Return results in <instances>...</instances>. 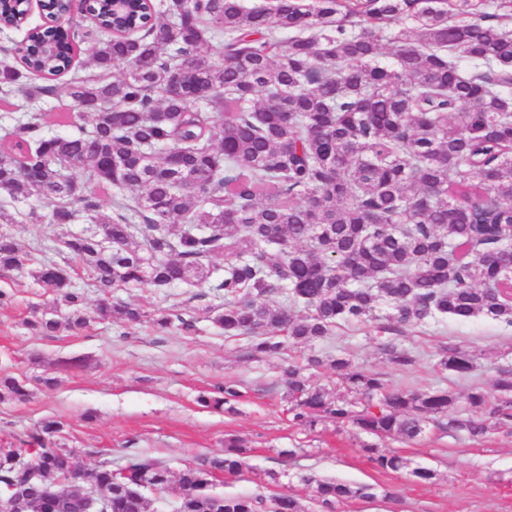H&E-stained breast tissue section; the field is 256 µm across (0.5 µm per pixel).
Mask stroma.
<instances>
[{
    "instance_id": "1",
    "label": "stroma",
    "mask_w": 512,
    "mask_h": 512,
    "mask_svg": "<svg viewBox=\"0 0 512 512\" xmlns=\"http://www.w3.org/2000/svg\"><path fill=\"white\" fill-rule=\"evenodd\" d=\"M67 83V78L57 79L55 95L32 101L0 94V135L28 112L44 114L48 133L73 134V127L59 120L74 109ZM28 211V205H20L15 223L0 229L28 250L40 242L55 244L61 228L30 219ZM0 291L10 296L0 304V376L33 382L28 401L0 402L2 446L18 443L41 420L54 417L64 424L57 443L78 449L86 468L106 458L117 467L128 453L139 452L164 461L176 474L199 457L223 453L225 437L234 435L246 446V466L240 475L219 479L215 490L221 494L269 500L287 492L299 498L306 512H318L303 481L313 474L375 487L376 498L337 505L336 512H512V436L491 430L472 441L430 425L420 438L406 441L328 422L303 429L293 423L288 403L289 365L306 366L313 355H345L389 385L416 392L443 388L462 395L474 386L493 391L498 369L512 366V326L479 316L391 331L380 319L339 326L326 339L292 345L281 357L265 358L249 356L245 338L225 336L208 320L207 310L218 299L205 284L112 290L111 302L180 316L182 325L167 331L112 320L77 335L63 330L54 336L32 335L24 324L31 308L54 311L50 298L27 274L0 270ZM386 342L409 348L413 364L394 365L381 349ZM450 343L475 354L470 373L438 367L437 353ZM69 357L84 363L55 371V361ZM50 372L58 378L54 390L35 385V378ZM225 383L242 393L233 412L199 404L200 396ZM366 444L397 452L412 466L432 469L435 477L423 483L405 472L377 469L362 450ZM284 448L299 454L282 457ZM272 470L278 483L267 478Z\"/></svg>"
}]
</instances>
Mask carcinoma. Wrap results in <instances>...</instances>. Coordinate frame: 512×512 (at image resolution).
Here are the masks:
<instances>
[{
    "mask_svg": "<svg viewBox=\"0 0 512 512\" xmlns=\"http://www.w3.org/2000/svg\"><path fill=\"white\" fill-rule=\"evenodd\" d=\"M482 0H93L106 26L89 64L103 75L75 76L68 96L91 118L76 136H49L37 113L0 139V187L16 202L49 208L63 228L59 246L86 269L97 288L149 284L196 286L207 265L229 252L236 263L212 286L224 303L208 309L226 336H245L250 353L280 357L289 344L324 339L337 326L386 319L394 327L439 318L487 316L512 326V0L487 13ZM294 36L283 42L281 32ZM224 41L220 62L203 54ZM394 61L381 60L382 43ZM23 70L11 69L3 93L51 96L53 80L79 54L76 32L49 26L21 43ZM466 59L461 68L455 55ZM121 70L117 78L104 74ZM82 168L108 185L113 211L84 194L71 174ZM87 215L100 233L67 230ZM0 269L24 270L65 310L70 329L119 318L158 330L172 318L138 305L102 302L89 310L70 268L38 263L14 237L0 233ZM280 294L305 314L273 310ZM26 325L52 336L59 320L34 309ZM399 366L410 352L388 342ZM475 356L456 344L437 365L467 374ZM288 368L293 421L313 428L330 421L377 437L415 440L431 423L476 441L491 428L512 435V369L499 370L497 394L481 387L463 397L444 389L415 392L387 385L346 357L331 360L339 392L310 384L306 367ZM27 379L0 377V401L23 402ZM241 393L219 387L200 403L234 410ZM56 419L41 422L25 446L0 447V483L27 481L14 465L21 452L40 473L29 485V512H43V482L60 481L56 512H82L66 484L78 454L53 437ZM379 469L428 468L372 445ZM245 449L224 440V454L201 457L178 474L170 512H218L202 488L236 476ZM88 475L101 512H155L153 500L131 497L144 480L156 494L171 483L162 462L138 453L115 473L108 460ZM322 512L336 503L376 497L369 485L304 477ZM232 512H260L263 499L226 495Z\"/></svg>",
    "mask_w": 512,
    "mask_h": 512,
    "instance_id": "1",
    "label": "carcinoma"
}]
</instances>
